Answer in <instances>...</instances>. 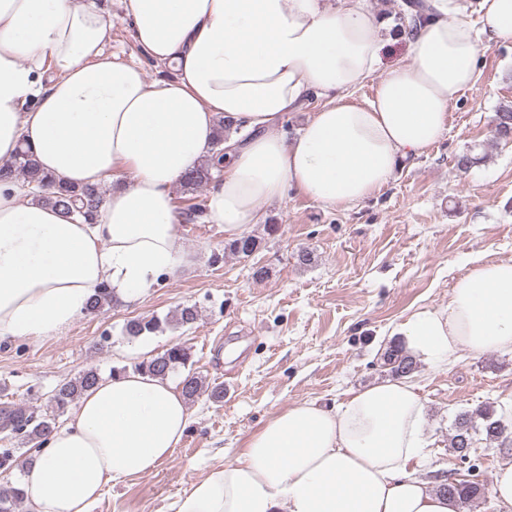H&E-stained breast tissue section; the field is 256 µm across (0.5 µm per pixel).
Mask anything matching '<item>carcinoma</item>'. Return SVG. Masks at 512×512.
I'll use <instances>...</instances> for the list:
<instances>
[{
	"mask_svg": "<svg viewBox=\"0 0 512 512\" xmlns=\"http://www.w3.org/2000/svg\"><path fill=\"white\" fill-rule=\"evenodd\" d=\"M495 133L504 138L512 136V105L496 111ZM222 161L221 151L214 152L210 165L185 176L184 184L192 187L209 179L211 172H221ZM13 178H21L29 184H34L35 188L42 190L41 198L62 209L63 213L76 214L88 221L93 219L94 213L105 202L104 194L96 187L82 188L60 183L44 174L27 149H20L13 160L0 164V180ZM260 244L257 236L248 234L224 245V252L238 258H246L251 256ZM171 320L168 317L157 316L132 320L127 323L125 330L127 335L132 337L159 334L170 326ZM190 359L189 347L181 342L172 343L162 352L139 364L138 369L165 378L178 367L188 365ZM383 366L389 368L391 375L401 378L412 375L417 362L403 354L401 348L393 346L384 353ZM98 381V373L89 369L60 385L51 398L53 411L50 414L38 416L31 408L14 403L0 408V433L8 436L19 435L24 440L42 445L45 438L57 427L58 417ZM204 392L215 402L224 399V387L216 385L207 388L202 378L193 373L182 381V393L186 399L193 401ZM479 435L484 436L489 442L511 446L512 423L506 418V414L498 416L490 408L461 413L455 421V432L449 440V447L461 461L466 462L470 459L473 440ZM437 490L457 499L462 508L471 506L474 501L485 499L486 494L485 484L479 479L458 480L451 475L440 481ZM22 503L23 493L20 488L9 486L0 489V512H18Z\"/></svg>",
	"mask_w": 512,
	"mask_h": 512,
	"instance_id": "cac0c4a2",
	"label": "carcinoma"
}]
</instances>
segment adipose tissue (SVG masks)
I'll use <instances>...</instances> for the list:
<instances>
[{"label": "adipose tissue", "instance_id": "adipose-tissue-1", "mask_svg": "<svg viewBox=\"0 0 512 512\" xmlns=\"http://www.w3.org/2000/svg\"><path fill=\"white\" fill-rule=\"evenodd\" d=\"M135 40L170 76L146 81L105 51L112 16L95 0H0V164L27 146L45 173L78 186L115 180L94 221L0 180V343L54 338L95 289L146 297L194 255L173 188L213 154L222 175L207 218L234 240L288 187L326 208L388 186L400 163L438 143L448 112L479 78L481 40L512 41V0H422L404 32L407 61L382 66L383 20L366 0H123ZM483 21L475 30L469 9ZM371 99L349 101L376 69ZM321 106L295 136L285 114ZM415 359L512 353V258L475 259L448 306L397 328ZM424 403L385 380L337 407L304 401L267 419L174 512H460L411 476ZM191 424L166 379L130 371L86 392L69 421L24 461L27 512H91L103 489L171 460Z\"/></svg>", "mask_w": 512, "mask_h": 512}]
</instances>
